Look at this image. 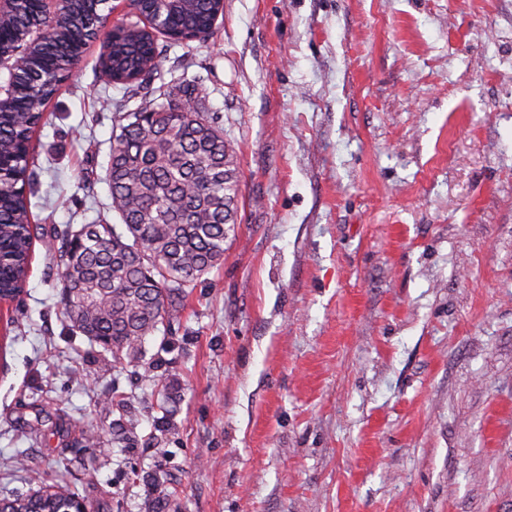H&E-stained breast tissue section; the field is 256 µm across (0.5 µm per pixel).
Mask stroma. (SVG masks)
Here are the masks:
<instances>
[{"label": "stroma", "instance_id": "obj_1", "mask_svg": "<svg viewBox=\"0 0 512 512\" xmlns=\"http://www.w3.org/2000/svg\"><path fill=\"white\" fill-rule=\"evenodd\" d=\"M158 43L235 152L236 237L119 368L35 241L0 306V496L65 477L141 512L158 467L176 512H512V0H224L206 39ZM98 56L33 136V223L114 218Z\"/></svg>", "mask_w": 512, "mask_h": 512}]
</instances>
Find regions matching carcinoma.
<instances>
[{
    "instance_id": "obj_1",
    "label": "carcinoma",
    "mask_w": 512,
    "mask_h": 512,
    "mask_svg": "<svg viewBox=\"0 0 512 512\" xmlns=\"http://www.w3.org/2000/svg\"><path fill=\"white\" fill-rule=\"evenodd\" d=\"M152 0H131L124 26L110 36L100 61L125 98L113 116L106 180L111 209L121 224L99 220L53 230L60 241L64 311L70 330L112 353V364L143 356L147 337L169 328L180 301L224 259L236 234L240 175L224 130L195 102L196 86L184 78L153 86L158 40L144 31ZM34 0H20L0 18V52L22 36ZM224 0H183L166 38L182 43L211 34ZM93 19L71 4L44 29L27 69L17 79L14 108L0 112V296L14 298L25 286L34 241L45 228L31 222L26 190L38 179L31 153L44 109L68 78ZM140 100L134 109L127 103ZM144 512H171L162 476ZM37 488L0 497V512H72L78 494L62 481L36 478Z\"/></svg>"
}]
</instances>
